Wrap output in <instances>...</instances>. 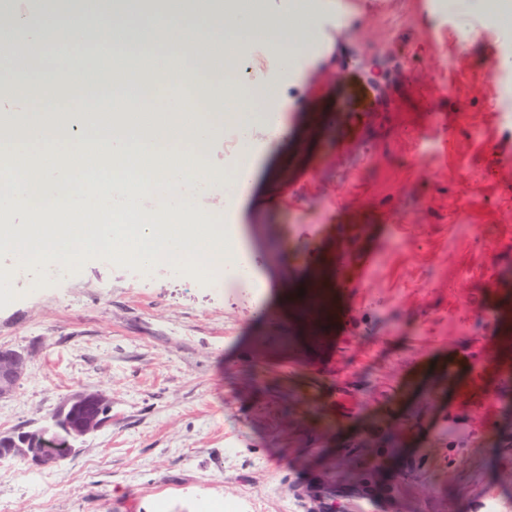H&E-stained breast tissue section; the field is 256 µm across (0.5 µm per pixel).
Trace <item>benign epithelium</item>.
Returning <instances> with one entry per match:
<instances>
[{
    "label": "benign epithelium",
    "instance_id": "obj_1",
    "mask_svg": "<svg viewBox=\"0 0 512 512\" xmlns=\"http://www.w3.org/2000/svg\"><path fill=\"white\" fill-rule=\"evenodd\" d=\"M391 52L366 55L361 66L368 84L385 93L390 80ZM26 357L11 349H0V397L9 393L20 377ZM110 403L96 392L72 394L56 412L51 423L37 431H21L3 442L0 457H12L42 466L67 459L74 443L98 430L109 419Z\"/></svg>",
    "mask_w": 512,
    "mask_h": 512
}]
</instances>
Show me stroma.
I'll return each mask as SVG.
<instances>
[{
	"label": "stroma",
	"instance_id": "stroma-1",
	"mask_svg": "<svg viewBox=\"0 0 512 512\" xmlns=\"http://www.w3.org/2000/svg\"><path fill=\"white\" fill-rule=\"evenodd\" d=\"M346 3L348 27L327 28L334 65L306 64L291 78L261 50L244 60L242 80L275 82L266 107L287 121L282 135L256 133L258 165L231 213L262 294L163 268L142 278L132 261L98 252L58 279L21 277L0 298V346L28 357L0 398V434L48 425L80 390L102 392L112 406L111 421L62 463L1 460L0 512H223L228 502L237 512H307V486L367 472L379 489L400 482L404 512H470L488 484L512 512V478L497 463L512 398L489 407L458 390L469 346L448 341L449 319L512 310V72L495 68L512 32L463 5L438 15L427 0ZM463 28L469 40H459ZM386 48L407 70L384 109L354 56ZM442 123L445 150L418 145L423 127ZM338 207L422 240L396 259L386 288L402 286L407 271L437 281L424 295L408 289L378 339L362 321L377 311L357 288L339 286L338 315L290 318L287 289L321 270L343 240L330 220ZM452 224L478 225L482 250H449ZM450 252L469 272L458 283L463 302L441 276ZM426 361L455 374L434 382L429 405L402 422L407 448L379 457L380 438L352 447L321 424L340 400H396L411 365ZM310 393L323 413L310 409ZM452 407L482 414L484 433L445 468L434 448L411 442Z\"/></svg>",
	"mask_w": 512,
	"mask_h": 512
}]
</instances>
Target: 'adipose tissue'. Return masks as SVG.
I'll list each match as a JSON object with an SVG mask.
<instances>
[{
	"label": "adipose tissue",
	"mask_w": 512,
	"mask_h": 512,
	"mask_svg": "<svg viewBox=\"0 0 512 512\" xmlns=\"http://www.w3.org/2000/svg\"><path fill=\"white\" fill-rule=\"evenodd\" d=\"M24 24L20 12L0 14L1 72L29 70L53 45L105 43L112 60L92 79L101 89L131 90V107L102 112L100 97L93 96L83 103L90 117L79 122L60 126L49 113L31 112L23 127L0 124V212L25 217L0 226V246L34 266H73L90 251L118 247L138 262L191 276L234 263L243 250L239 235L202 223L182 188L218 177L209 163L217 124L237 135L232 168L242 186L255 170V129L280 132L284 125L277 111H254L244 92L235 112H226L222 83L204 86L199 75L217 68L223 83L237 82L254 44L272 53L282 71L293 72L318 40L319 21L307 0H287L274 22L261 15L257 0H139L133 8L115 0H68L62 21L21 39ZM170 45L178 48L182 67L145 63L138 55ZM76 62L72 56L41 70L34 86L9 84L6 99L62 97L61 75L74 72ZM110 182L127 190L120 236L97 221L101 190ZM160 183L172 192L168 208L143 211L140 198Z\"/></svg>",
	"instance_id": "adipose-tissue-1"
}]
</instances>
